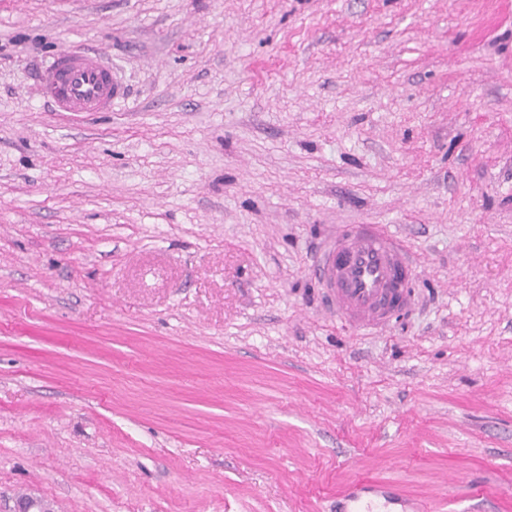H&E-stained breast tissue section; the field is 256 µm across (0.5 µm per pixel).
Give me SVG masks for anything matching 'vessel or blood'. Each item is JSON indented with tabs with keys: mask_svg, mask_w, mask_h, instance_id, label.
Here are the masks:
<instances>
[{
	"mask_svg": "<svg viewBox=\"0 0 512 512\" xmlns=\"http://www.w3.org/2000/svg\"><path fill=\"white\" fill-rule=\"evenodd\" d=\"M46 104L55 112H108L125 88L103 55L69 47L38 72ZM313 273L326 288V302L338 317L358 329L385 326L408 308L415 271L405 247L377 224L342 226L321 249ZM400 512H427L424 502L396 484L358 482L336 498L335 512H374L376 501Z\"/></svg>",
	"mask_w": 512,
	"mask_h": 512,
	"instance_id": "obj_1",
	"label": "vessel or blood"
}]
</instances>
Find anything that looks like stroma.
I'll return each instance as SVG.
<instances>
[{
    "instance_id": "stroma-1",
    "label": "stroma",
    "mask_w": 512,
    "mask_h": 512,
    "mask_svg": "<svg viewBox=\"0 0 512 512\" xmlns=\"http://www.w3.org/2000/svg\"><path fill=\"white\" fill-rule=\"evenodd\" d=\"M100 51L127 95L54 112ZM378 224L415 307L323 303ZM512 512V0H0V512ZM45 103L55 112H108L125 87L103 55L93 49L65 48L38 72ZM313 274L336 315L358 329L385 326L408 308L415 271L405 247L378 224L342 226ZM375 500L384 501L386 506L401 507V510L384 512L429 511L424 502L409 497L398 485L382 481H369L355 483L345 493L336 496V510L330 509L329 512H374Z\"/></svg>"
}]
</instances>
